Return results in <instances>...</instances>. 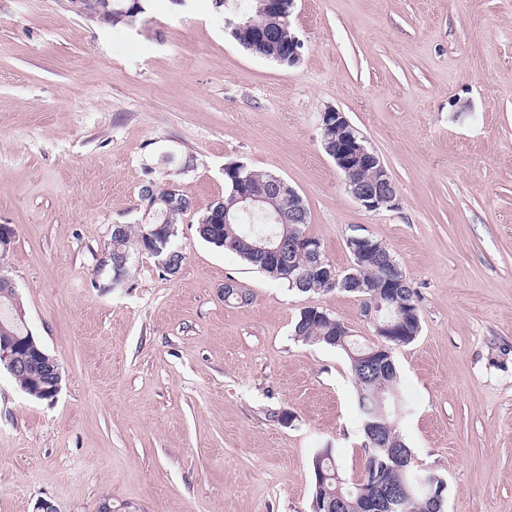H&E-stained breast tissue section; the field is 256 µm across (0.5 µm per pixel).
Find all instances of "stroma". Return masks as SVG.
Segmentation results:
<instances>
[{
  "label": "stroma",
  "instance_id": "1",
  "mask_svg": "<svg viewBox=\"0 0 512 512\" xmlns=\"http://www.w3.org/2000/svg\"><path fill=\"white\" fill-rule=\"evenodd\" d=\"M102 25L67 0H0V272L59 360L50 401L0 372V512H313L312 460L341 478L366 455L347 354L292 334L321 307L376 343L356 294L288 290L203 241L199 217L244 163L297 191L337 272L353 232L385 245L418 293L394 348L411 405L397 430L446 482V512H512V0H295L286 67L244 50L210 0H148ZM343 112L398 189L370 211L321 144ZM193 207L167 275L101 264L139 225L148 179ZM250 294L225 300L226 280Z\"/></svg>",
  "mask_w": 512,
  "mask_h": 512
}]
</instances>
